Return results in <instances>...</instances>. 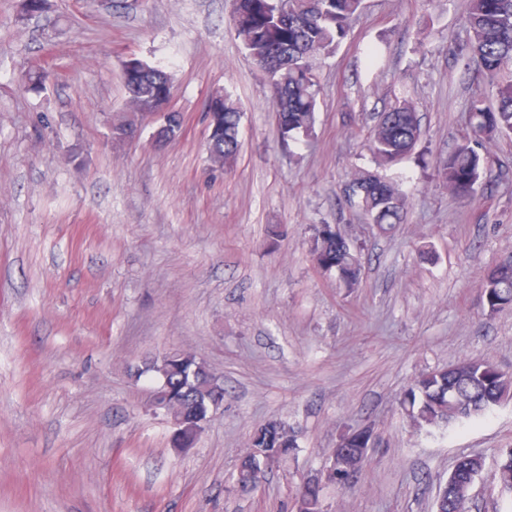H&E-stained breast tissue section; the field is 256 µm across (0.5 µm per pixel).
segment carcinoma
Wrapping results in <instances>:
<instances>
[{
  "label": "carcinoma",
  "instance_id": "obj_1",
  "mask_svg": "<svg viewBox=\"0 0 512 512\" xmlns=\"http://www.w3.org/2000/svg\"><path fill=\"white\" fill-rule=\"evenodd\" d=\"M235 34L250 57L268 76L272 102L283 140L315 133L320 82L315 60L332 53L345 38L363 0H232ZM468 40L460 53L476 61L496 99L493 108L476 96L470 104V133L437 162L438 176L453 195L472 198L490 172L489 152L479 148L512 133V0H467ZM129 104L140 117L164 111L170 75L139 59L124 64ZM41 68L32 66L20 78L25 90L40 88ZM208 128L214 129L209 159L217 167L232 165L240 148L244 113L230 97L208 104ZM423 136L421 120L411 101L403 98L381 113L369 132V150L378 164L393 166L413 154ZM353 190L368 223L381 234L403 223L405 196L399 181L369 171L353 173ZM309 253L323 273L334 275L349 291L358 287L362 263L352 242L327 224L313 228ZM489 312L512 307V259L490 268L480 279ZM161 378L157 391L166 411L180 420L179 434L191 442L201 430L216 390L211 369L188 352L164 356L155 365ZM512 400V373L480 359L462 358L418 376L406 390L402 408L418 427L435 428L473 420ZM343 447L335 454L343 468L364 466L373 432L345 430ZM296 447L288 425L269 419L250 435L233 481L242 494L261 485L262 466H270ZM479 456L457 459L451 479L439 492L438 512H467L466 487L482 472ZM498 479L512 491V448L502 450ZM297 512H321L322 486L305 483L296 500Z\"/></svg>",
  "mask_w": 512,
  "mask_h": 512
}]
</instances>
